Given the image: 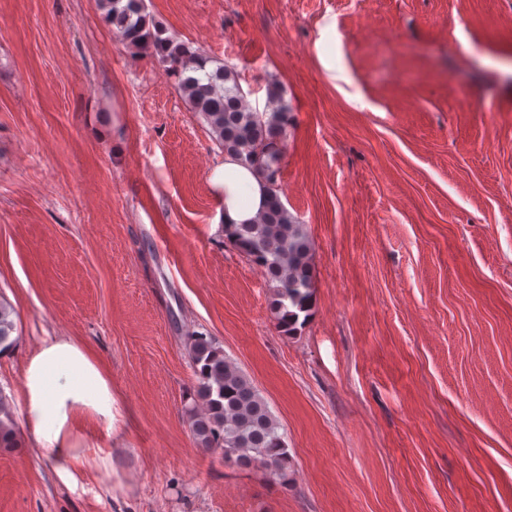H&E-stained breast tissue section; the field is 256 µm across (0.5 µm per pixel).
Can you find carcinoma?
I'll return each instance as SVG.
<instances>
[{
    "instance_id": "1",
    "label": "carcinoma",
    "mask_w": 512,
    "mask_h": 512,
    "mask_svg": "<svg viewBox=\"0 0 512 512\" xmlns=\"http://www.w3.org/2000/svg\"><path fill=\"white\" fill-rule=\"evenodd\" d=\"M119 40L165 64L180 94L211 128L224 154L250 166L265 181L262 212L252 224H226L230 244L263 267L273 288L271 310L285 336L308 319L315 288L312 243L280 196V176L290 115L270 92V111L252 110L236 70L213 65L211 57L191 44L164 35L162 26L146 12L145 0H98ZM11 309L0 302V349L14 345ZM197 386L186 408L191 432L205 450L219 448L224 460L262 471L287 487L293 462L280 424L250 379L212 337L187 336ZM16 446L12 414L0 397V447Z\"/></svg>"
}]
</instances>
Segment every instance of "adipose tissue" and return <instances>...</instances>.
I'll list each match as a JSON object with an SVG mask.
<instances>
[{
	"label": "adipose tissue",
	"mask_w": 512,
	"mask_h": 512,
	"mask_svg": "<svg viewBox=\"0 0 512 512\" xmlns=\"http://www.w3.org/2000/svg\"><path fill=\"white\" fill-rule=\"evenodd\" d=\"M210 182L222 202L216 223L257 220L266 190L256 171L228 157L215 167ZM22 399L36 447L66 482L75 478L81 446L111 439L123 420L107 372L86 346L66 336L42 337L25 354ZM84 423L91 425V435H82Z\"/></svg>",
	"instance_id": "adipose-tissue-1"
}]
</instances>
